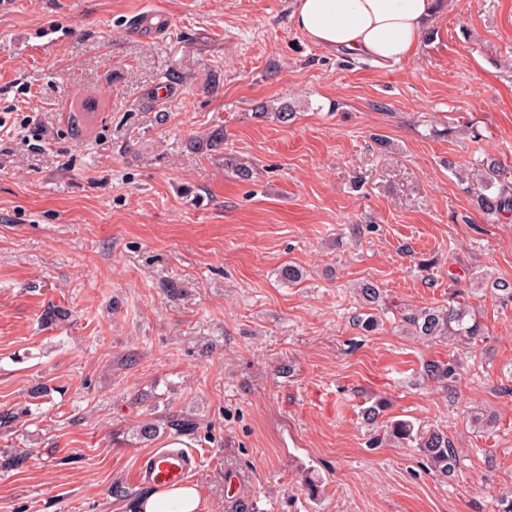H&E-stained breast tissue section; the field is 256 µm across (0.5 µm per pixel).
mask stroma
Returning <instances> with one entry per match:
<instances>
[{
  "label": "stroma",
  "instance_id": "1",
  "mask_svg": "<svg viewBox=\"0 0 512 512\" xmlns=\"http://www.w3.org/2000/svg\"><path fill=\"white\" fill-rule=\"evenodd\" d=\"M294 4L0 0V512H130L140 457L169 441L200 454L201 512L512 498V300L479 284L512 280V216L479 212L454 172L484 152L512 166V0H443L387 68L316 45ZM155 6L172 24L148 42L131 24ZM61 19L53 51L15 45ZM364 281L389 305L370 333ZM454 301L481 340L399 323ZM448 359L456 383L424 376ZM379 399L383 422L447 432L453 477L369 446Z\"/></svg>",
  "mask_w": 512,
  "mask_h": 512
}]
</instances>
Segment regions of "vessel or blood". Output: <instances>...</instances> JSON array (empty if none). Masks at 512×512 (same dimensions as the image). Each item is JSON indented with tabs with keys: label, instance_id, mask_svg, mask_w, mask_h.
Returning a JSON list of instances; mask_svg holds the SVG:
<instances>
[{
	"label": "vessel or blood",
	"instance_id": "vessel-or-blood-1",
	"mask_svg": "<svg viewBox=\"0 0 512 512\" xmlns=\"http://www.w3.org/2000/svg\"><path fill=\"white\" fill-rule=\"evenodd\" d=\"M169 27L170 20L165 11L154 9L140 13L132 30L138 37L151 40ZM69 33V26L58 22L25 34L24 40L52 47L64 42ZM197 460L198 454L191 448H155L140 459L134 481L160 489L182 485L191 478Z\"/></svg>",
	"mask_w": 512,
	"mask_h": 512
}]
</instances>
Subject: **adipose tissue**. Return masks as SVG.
Wrapping results in <instances>:
<instances>
[{
    "mask_svg": "<svg viewBox=\"0 0 512 512\" xmlns=\"http://www.w3.org/2000/svg\"><path fill=\"white\" fill-rule=\"evenodd\" d=\"M437 0H297L295 27L328 50H344L385 68L410 59ZM200 496L184 486L141 498L137 512H198Z\"/></svg>",
    "mask_w": 512,
    "mask_h": 512,
    "instance_id": "ef3b65f1",
    "label": "adipose tissue"
}]
</instances>
